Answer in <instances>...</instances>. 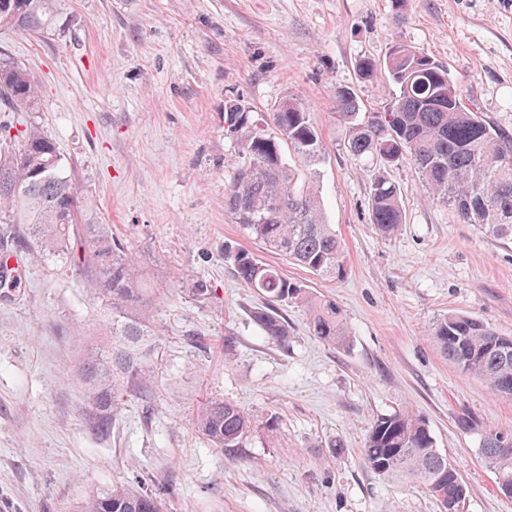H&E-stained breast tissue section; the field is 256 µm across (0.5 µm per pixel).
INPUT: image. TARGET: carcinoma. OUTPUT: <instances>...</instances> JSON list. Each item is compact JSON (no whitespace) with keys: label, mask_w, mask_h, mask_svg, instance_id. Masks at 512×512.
<instances>
[{"label":"carcinoma","mask_w":512,"mask_h":512,"mask_svg":"<svg viewBox=\"0 0 512 512\" xmlns=\"http://www.w3.org/2000/svg\"><path fill=\"white\" fill-rule=\"evenodd\" d=\"M70 24L64 0H0V29L58 36ZM357 73L363 81L385 74L397 94L360 121L355 92L336 87V115L348 124L352 155L372 156L385 170L410 161L428 196L448 205L463 223L511 237L512 131L484 119L465 102L448 69L411 45L395 43L381 59L359 60ZM286 101L297 108L285 109ZM286 101L261 114L238 102L226 107L224 135L237 145L243 165L225 189L224 205L265 250L321 279L336 280L344 276L345 255L317 185L322 133L299 98L290 95ZM40 107L37 82L0 51V112L18 114L0 121V240L24 224L34 257L69 264L86 281L109 339L85 350L77 372L98 429L105 430L120 414L124 394L137 393L154 378L147 355L157 334L148 283L112 225L82 197L55 139L34 120ZM370 200V223L385 236L395 234L404 222L400 188L382 174L372 183ZM224 253L243 287L266 300L252 316L267 336L288 340V322L275 305L289 301L307 308L313 336L335 348L349 345L335 303L245 248L227 246ZM430 336L461 373L512 399V336L453 312L436 322ZM194 426L212 447L224 449L238 447L253 423L236 404L211 398L198 407ZM503 437L512 438V429L485 432L480 453L500 477L512 480V455L499 449ZM363 463L380 477L422 484L441 512H457L467 494L455 466L435 448L425 420L409 410L373 420ZM79 512H161V499L115 485L86 498Z\"/></svg>","instance_id":"carcinoma-1"}]
</instances>
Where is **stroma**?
<instances>
[{"label": "stroma", "instance_id": "35a3bbf8", "mask_svg": "<svg viewBox=\"0 0 512 512\" xmlns=\"http://www.w3.org/2000/svg\"><path fill=\"white\" fill-rule=\"evenodd\" d=\"M65 37L0 29V49L38 82L36 122L57 141L103 223L137 252L155 297L158 347L148 390L107 431L94 424L75 366L101 337L99 306L69 267L14 248L21 285L0 288V512H76L114 486L160 490L164 512H440L416 484L368 471L362 450L378 416L408 409L429 425L468 487L460 512H512L499 471L479 453L486 431L512 429V400L461 374L429 335L465 314L512 335V240L459 223L430 200L410 162L382 171L357 158L334 91L361 113L390 101L356 64L397 41L431 55L469 104L512 129V0H67ZM302 99L319 126L326 217L346 272L325 281L263 251L224 208L242 165L224 108L270 111ZM388 174L405 222L381 235L370 189ZM245 247L333 300L346 349L311 335L306 310L280 305L287 344L266 336L224 256ZM209 288L197 296V287ZM238 404L253 429L214 448L195 430L205 397ZM470 415L473 429L460 419ZM343 453H336L335 442Z\"/></svg>", "mask_w": 512, "mask_h": 512}]
</instances>
